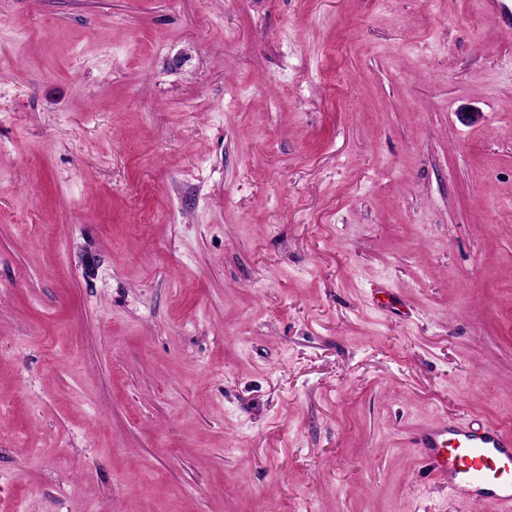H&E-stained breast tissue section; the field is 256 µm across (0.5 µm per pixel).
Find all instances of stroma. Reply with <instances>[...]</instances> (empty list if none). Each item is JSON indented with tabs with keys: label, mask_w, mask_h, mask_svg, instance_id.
<instances>
[{
	"label": "stroma",
	"mask_w": 512,
	"mask_h": 512,
	"mask_svg": "<svg viewBox=\"0 0 512 512\" xmlns=\"http://www.w3.org/2000/svg\"><path fill=\"white\" fill-rule=\"evenodd\" d=\"M474 419L512 427L485 0H0V512H499L414 444Z\"/></svg>",
	"instance_id": "stroma-1"
}]
</instances>
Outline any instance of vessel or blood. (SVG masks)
I'll return each mask as SVG.
<instances>
[{"instance_id":"vessel-or-blood-1","label":"vessel or blood","mask_w":512,"mask_h":512,"mask_svg":"<svg viewBox=\"0 0 512 512\" xmlns=\"http://www.w3.org/2000/svg\"><path fill=\"white\" fill-rule=\"evenodd\" d=\"M436 478L458 496L512 508V429L445 422L416 440Z\"/></svg>"}]
</instances>
